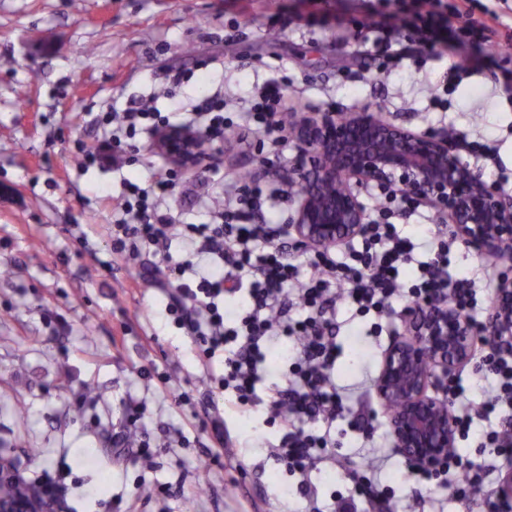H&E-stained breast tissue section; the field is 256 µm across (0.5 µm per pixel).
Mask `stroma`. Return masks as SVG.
<instances>
[{
	"label": "stroma",
	"instance_id": "obj_1",
	"mask_svg": "<svg viewBox=\"0 0 512 512\" xmlns=\"http://www.w3.org/2000/svg\"><path fill=\"white\" fill-rule=\"evenodd\" d=\"M386 0H0V452L25 478L53 479L68 489L67 512H332L349 495L344 470L314 475L316 502L286 474L273 448L285 433L262 407L218 402L227 446L212 464L210 432L201 430L208 373L195 347L165 312L166 295L140 266L110 261L104 231L112 203L131 176L161 174L168 161L141 132L139 152L118 167L81 170L77 146L95 147L101 104L117 110L152 99L163 113L181 100L186 111L223 95L237 119L264 83L288 79L284 122L298 112L377 109L415 131L448 129L495 142L512 170V100L504 65L464 78L454 93L444 79L458 58L404 61L385 70L371 27ZM447 97V109L432 98ZM214 158L163 196L182 222L203 221L223 201L225 179L280 187L296 158L287 147L262 166L258 144L225 139ZM333 376L348 388L347 405L362 429L337 419V459L367 464L364 448L388 462L379 478L391 512H483L493 494L449 495L439 480L416 481L396 453L374 391H361L364 366L351 337H336ZM168 373L161 383L159 373ZM190 399L175 404L173 397ZM138 403L153 450L131 461L107 437L120 401ZM171 484L175 497L158 493Z\"/></svg>",
	"mask_w": 512,
	"mask_h": 512
}]
</instances>
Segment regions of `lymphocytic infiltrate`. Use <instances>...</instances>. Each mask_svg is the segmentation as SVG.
<instances>
[{
  "label": "lymphocytic infiltrate",
  "mask_w": 512,
  "mask_h": 512,
  "mask_svg": "<svg viewBox=\"0 0 512 512\" xmlns=\"http://www.w3.org/2000/svg\"><path fill=\"white\" fill-rule=\"evenodd\" d=\"M473 0H418L408 5L399 0L388 29L378 37L384 65L399 66L408 59L440 54L448 45L482 46L499 16L485 10L472 15ZM407 29L411 48L396 49L392 41L399 29ZM281 83H267L240 123L224 115L223 99H213L209 111L187 116L184 125L204 123L212 140L236 130L240 139L256 132L275 151L287 145L283 122L276 114L282 107ZM167 124L161 113L142 108L100 113L105 138L96 150H81V165L104 166L121 145L134 140L144 120ZM172 177L146 183L126 179L124 198L113 201L116 215L107 235L115 260L138 262L151 253L156 263L150 278L173 285L165 307L174 324L194 342L200 360L210 366L209 398L233 391L239 405L254 404L264 373L274 368L282 340L293 343L286 360L283 383L274 385L266 404L270 419H284L288 431L275 450L287 473L309 478L319 463L330 458L336 441L329 433L309 430L317 420L334 422L344 409L343 397L333 378L338 350L335 335L336 304L347 300L360 315L386 314L393 299L407 295L417 302L450 294L463 314L476 306L472 278L452 276L451 247L438 243L427 261H416L413 241L400 234L394 219L414 215L419 207L410 195L383 193L366 225L360 246H348L344 259L323 251L308 257L312 269L300 278L281 244L280 224H257L268 196L260 184L232 186L224 192L222 208L202 224H179L160 207L158 190L171 186ZM245 294L247 307L237 310L225 297ZM484 365L494 380L480 409H472L463 385L450 384L448 395L461 410L455 417L460 437H469L475 419L487 420L502 406L512 407V357L490 352ZM442 472L455 481V494L466 497L469 489L495 481L493 469L449 453Z\"/></svg>",
  "instance_id": "1"
}]
</instances>
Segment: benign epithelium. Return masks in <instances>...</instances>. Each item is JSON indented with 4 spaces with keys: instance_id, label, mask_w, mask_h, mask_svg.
Returning a JSON list of instances; mask_svg holds the SVG:
<instances>
[{
    "instance_id": "obj_1",
    "label": "benign epithelium",
    "mask_w": 512,
    "mask_h": 512,
    "mask_svg": "<svg viewBox=\"0 0 512 512\" xmlns=\"http://www.w3.org/2000/svg\"><path fill=\"white\" fill-rule=\"evenodd\" d=\"M291 138L303 162L288 179L298 185L289 235L300 249H328L361 235L366 213L358 186L398 187L443 214L451 235L487 256L512 262V195L487 183L462 160L448 133L417 132L370 110L303 112ZM208 145L204 132L182 126L154 134L153 147L183 170L195 168ZM409 333L391 339L375 382L389 410L395 450L413 470L431 473L454 447L447 404L448 378L476 358L478 348L512 353V269L499 273L484 330L443 301L405 310ZM20 478L15 462L0 455V485ZM498 497L512 504V467ZM0 512H55L54 495L20 500L0 494Z\"/></svg>"
}]
</instances>
